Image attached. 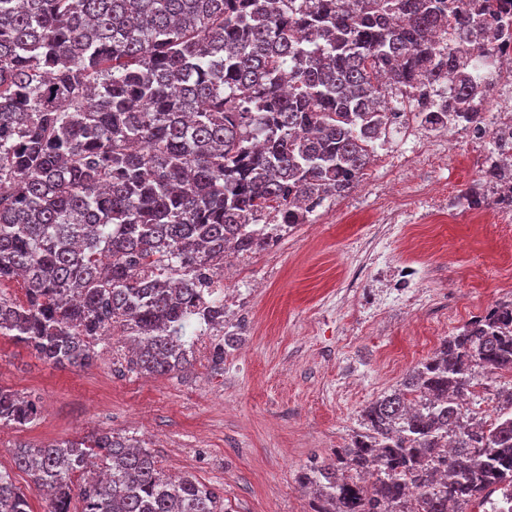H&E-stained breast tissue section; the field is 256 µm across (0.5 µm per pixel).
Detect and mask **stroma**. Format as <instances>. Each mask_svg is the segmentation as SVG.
I'll return each instance as SVG.
<instances>
[{
	"instance_id": "obj_1",
	"label": "stroma",
	"mask_w": 512,
	"mask_h": 512,
	"mask_svg": "<svg viewBox=\"0 0 512 512\" xmlns=\"http://www.w3.org/2000/svg\"><path fill=\"white\" fill-rule=\"evenodd\" d=\"M448 154L446 168L422 169L416 181L436 183L454 199L480 180L487 152L454 137ZM394 182L404 203L419 205L418 192L385 160L366 187L320 210L311 226L251 254L250 279L237 256L227 258L225 277L253 318L228 346L223 369L197 357L184 371L143 376L120 340L96 342L89 367H58L0 336V387L39 408L33 424L0 429V468L13 470L32 512H45V501L14 467L18 447L101 432L138 438L166 473L196 476L232 512H311L299 474L345 447L362 410L434 355L442 339L430 335L429 323L445 320L455 333L469 310L512 284V223L477 226L461 206L452 223L420 225L419 255L385 241L393 259L426 264L434 284L428 307L381 326L360 324L346 308L344 279L374 247L364 219L382 210ZM511 387L510 373L477 375L465 414L498 406Z\"/></svg>"
}]
</instances>
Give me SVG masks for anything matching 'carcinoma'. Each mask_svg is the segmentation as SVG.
<instances>
[{
  "label": "carcinoma",
  "instance_id": "carcinoma-1",
  "mask_svg": "<svg viewBox=\"0 0 512 512\" xmlns=\"http://www.w3.org/2000/svg\"><path fill=\"white\" fill-rule=\"evenodd\" d=\"M443 31L462 51L436 39ZM512 44V0H0V335L84 368L120 327L147 375L186 369L197 336L224 329V258L261 247L245 225L303 224L362 177L396 86L415 109L450 80L449 123L472 122L484 69ZM480 182L512 198V133L490 134ZM512 370V302L463 325L364 430L309 467L313 512H468L512 484V392L491 428L460 400L477 370ZM0 387V427L37 420ZM454 451L440 453L443 440ZM96 458L102 475L75 486ZM16 469L45 512H231L192 475L173 478L131 437L103 432L24 447ZM375 469L369 487L351 471ZM0 512H31L0 469Z\"/></svg>",
  "mask_w": 512,
  "mask_h": 512
}]
</instances>
